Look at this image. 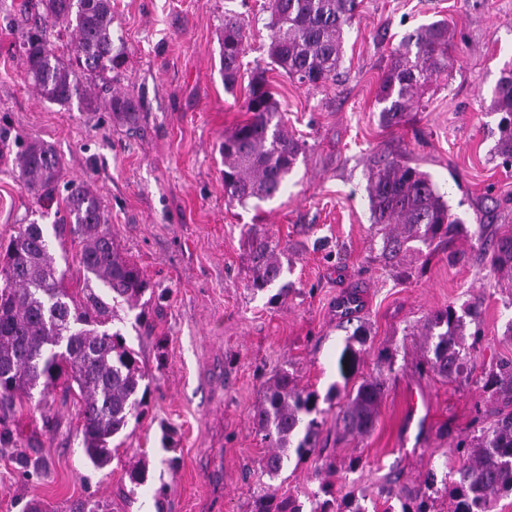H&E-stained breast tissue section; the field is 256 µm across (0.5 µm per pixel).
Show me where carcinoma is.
Returning a JSON list of instances; mask_svg holds the SVG:
<instances>
[{
	"mask_svg": "<svg viewBox=\"0 0 512 512\" xmlns=\"http://www.w3.org/2000/svg\"><path fill=\"white\" fill-rule=\"evenodd\" d=\"M361 0H269L270 31L267 56L270 64L302 86L319 88L336 80L344 57V33ZM45 18L72 30V52L62 57L50 47L46 31L36 26L22 33L20 48L27 80L38 95L50 102L83 110L104 108L123 126L135 129L142 107L133 95L117 89L101 94V84L114 82L126 64L124 47L112 31V0H40ZM448 23L423 24L404 35L381 75L376 95L382 104L380 121L392 126L420 103L430 80L448 71ZM245 52L244 22L236 14L224 15L220 51L224 84L233 85ZM244 109L249 118L224 133L219 146L224 157V195L246 206L275 197L294 169L303 144L292 135L268 88L265 72L249 86ZM498 116L495 156L512 168V68L502 70L488 106ZM19 177L33 194L51 201L61 178L62 163L51 145L27 141L17 156ZM367 197L371 223L397 231L383 236V257L400 265L410 243L426 247L452 241L462 223L453 216L444 196L428 174L397 159L380 158L368 173ZM63 224L78 240L82 286H63L47 237L38 224H21L0 240V447L15 449L13 462L24 478L39 477L41 466L20 450L22 429L6 417L16 402L30 399L33 390L44 396L56 388L76 400L81 425L83 455L101 470L112 462L114 440L125 435L133 420L144 413L150 384L138 353L122 329L105 325L118 311L135 312V323L144 315L142 299L159 300L166 291L154 287L140 268L126 259L112 239L109 217L102 199L91 185L71 183L64 198ZM252 241L253 292L268 290L283 277L275 255L277 245L249 227ZM496 272L512 275V235L498 239L491 254ZM471 346L481 341L480 302L457 311L448 305L430 313L421 327L425 350L419 371L445 382L464 374L465 330ZM368 334L357 326L345 340L337 368L344 382L356 376L367 351ZM481 389L512 404V358L500 359L479 379ZM382 374L361 378L339 407L336 424L346 434L366 436L374 428L385 394ZM340 395L335 384L325 397L298 387L284 370L266 385L251 418L262 440L271 448L264 458L267 476H278L290 456L300 464L318 446L325 414ZM325 402L328 407L320 406ZM454 453L462 460L458 478L445 484L448 512H493L499 497L512 495V409L500 410L493 423L470 440H461ZM131 488L148 482L146 461L139 459L125 469ZM437 474L429 468L419 488L405 497L401 512H436L429 491ZM324 498L314 497L310 510L299 498L269 485L253 497L252 512H368L353 497L336 498L322 488ZM66 512H106L98 501L78 498Z\"/></svg>",
	"mask_w": 512,
	"mask_h": 512,
	"instance_id": "1",
	"label": "carcinoma"
}]
</instances>
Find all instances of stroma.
<instances>
[{"label":"stroma","mask_w":512,"mask_h":512,"mask_svg":"<svg viewBox=\"0 0 512 512\" xmlns=\"http://www.w3.org/2000/svg\"><path fill=\"white\" fill-rule=\"evenodd\" d=\"M20 2L0 0V237L20 224L60 221L62 203L42 207L18 179L19 143L46 142L65 178L98 190L119 251L168 297L150 304L148 326L125 330L152 383L148 412L130 423L111 465L85 463L74 398L58 390L40 407L23 401L15 407L23 449L42 474L22 479L11 449L0 447V512H22L33 499L64 512L80 497L108 512H250L269 483L303 500L327 485L336 496L396 508L427 468L440 476L457 469L458 438L476 435L503 405L477 380L512 357V278L490 267L497 239L512 235V168L493 157L496 117L487 111L503 68H512V0H362L335 81L317 89L271 69L268 0H112V29L128 52L120 86L143 103L135 131L108 113L37 95L19 50L36 14ZM230 11L245 20L246 49L228 87L220 39ZM441 19L454 34L452 71L435 76L398 125L382 126L375 96L392 50L406 32ZM259 70L304 150L279 194L242 206L224 194L219 144L247 119L244 99ZM378 153L428 173L468 237L387 264L366 191ZM251 226L284 252L288 292L278 301L249 287ZM349 294L370 334L361 370L387 379L376 426L353 437L327 422L314 455L268 479V450L250 412L280 370L322 395L338 381L347 336L339 302ZM476 298L483 336L467 352L465 378L418 373L423 320ZM383 349L389 357L381 364ZM413 394L424 399L425 425L407 414ZM142 457L152 477L134 489L124 466ZM329 460L338 473H325ZM163 482L171 490L160 499Z\"/></svg>","instance_id":"35a3bbf8"}]
</instances>
